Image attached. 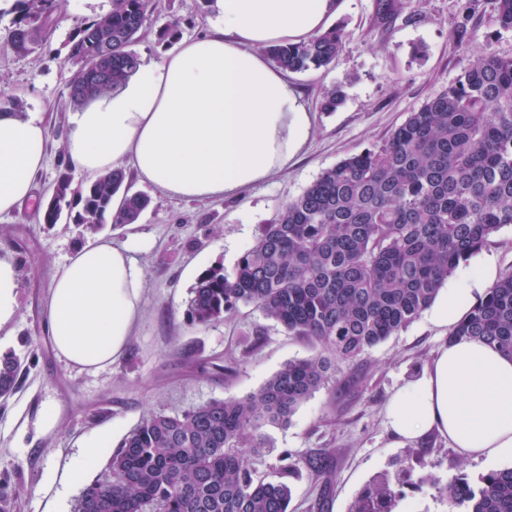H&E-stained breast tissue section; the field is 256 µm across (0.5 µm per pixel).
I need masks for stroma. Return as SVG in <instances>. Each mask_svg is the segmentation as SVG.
Listing matches in <instances>:
<instances>
[{
    "label": "stroma",
    "instance_id": "35a3bbf8",
    "mask_svg": "<svg viewBox=\"0 0 512 512\" xmlns=\"http://www.w3.org/2000/svg\"><path fill=\"white\" fill-rule=\"evenodd\" d=\"M345 0L336 26L350 38L325 69L291 74L310 110L313 131L288 170L228 199L182 200L133 184L150 199L137 224L104 226L100 237L134 243L144 271L141 316L124 354L94 373L67 366L45 328L46 300L57 267L88 242L74 222L41 223L39 214L67 163L74 108L66 86L75 67L69 40L85 22L106 14L111 0H57L54 28L32 51L9 44L15 17L11 0H0V103L20 100L23 112L40 111L48 130L47 159L34 201L22 212L0 217V261L14 265L20 288L14 320L0 327V354L15 351L24 369L17 390L0 399V479L9 483L13 512H73L83 484L104 475L122 439L151 412L179 415L213 400L245 397L293 360L311 357L319 345L289 335L252 305L239 306L207 326L192 323L189 303L207 270L232 272L290 200L346 156L387 139L430 96L445 90L476 50L512 56V30L500 29L489 0H473L464 15L461 0ZM211 13L201 0H152L148 19L132 49L145 62L160 61L172 48L158 34L178 23L182 38L204 33ZM467 25L472 36L452 32ZM425 48L412 54L413 45ZM342 86L346 97L333 112L321 111L323 89ZM512 269V226L449 276L451 288H469L481 299ZM449 328L428 308L409 326L350 362L330 371L325 386L303 402L288 424H268V444L254 466L262 477L280 479L282 454L302 466L292 479L288 512H350L372 479L400 478L393 512H448L439 490L449 478L469 479L512 466V457L488 462L460 458L447 439L430 435L401 446L391 432L387 405L399 389L420 378L448 342ZM59 401L64 415L48 434L33 430L43 404ZM98 453L82 483L63 476L98 437ZM322 461V473L306 466Z\"/></svg>",
    "mask_w": 512,
    "mask_h": 512
}]
</instances>
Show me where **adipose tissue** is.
Masks as SVG:
<instances>
[{
  "instance_id": "ef3b65f1",
  "label": "adipose tissue",
  "mask_w": 512,
  "mask_h": 512,
  "mask_svg": "<svg viewBox=\"0 0 512 512\" xmlns=\"http://www.w3.org/2000/svg\"><path fill=\"white\" fill-rule=\"evenodd\" d=\"M343 0H214L208 34L140 64L119 92L75 113L73 166L132 172L138 182L195 200L237 195L286 170L312 123L285 71L264 53L322 33ZM40 113L0 111V215L32 199L45 165ZM143 270L130 246L88 241L57 269L48 333L67 365L96 372L123 353L141 314ZM399 444L429 432L460 457H512V358L473 338L441 348L387 408Z\"/></svg>"
}]
</instances>
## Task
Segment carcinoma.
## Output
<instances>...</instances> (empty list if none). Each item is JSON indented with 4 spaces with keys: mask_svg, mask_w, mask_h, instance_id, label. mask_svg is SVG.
<instances>
[{
    "mask_svg": "<svg viewBox=\"0 0 512 512\" xmlns=\"http://www.w3.org/2000/svg\"><path fill=\"white\" fill-rule=\"evenodd\" d=\"M105 15L70 39L69 59L96 58L112 36V72L99 81L72 79L87 90L76 106L126 85L140 64L130 50L149 0H111ZM496 21L512 30V0H491ZM56 0H15L10 44L27 53L50 29ZM349 34L332 27L307 42L274 46L268 56L287 72L320 69ZM343 101L327 88L320 108ZM124 208L112 212V197ZM42 223L67 216L95 234L106 223L136 222L148 198L131 191L125 172L107 169L72 192L59 172ZM512 225V57L472 56L457 79L427 99L379 144L323 171L265 226L232 274L206 272L190 302L191 321L206 325L254 305L288 331L322 346L291 361L254 394L214 400L181 415L148 414L125 437L107 472L83 488L74 512H288L289 485L256 475L251 457L266 448L267 423L286 424L324 386L332 362L352 361L404 329L435 301L460 263ZM481 339L512 356V271L505 272L449 333ZM21 358L0 356V397L16 388ZM400 481L376 477L353 512H391ZM448 512H512V467L472 481L465 474L441 489Z\"/></svg>",
    "mask_w": 512,
    "mask_h": 512,
    "instance_id": "cac0c4a2",
    "label": "carcinoma"
}]
</instances>
